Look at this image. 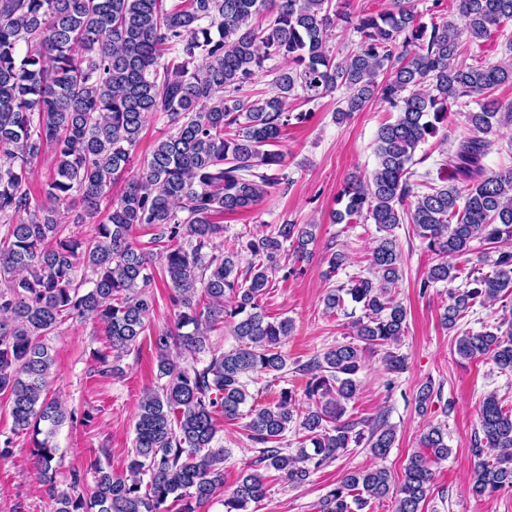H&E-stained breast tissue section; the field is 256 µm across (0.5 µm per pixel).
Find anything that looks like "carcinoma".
I'll return each instance as SVG.
<instances>
[{"mask_svg": "<svg viewBox=\"0 0 512 512\" xmlns=\"http://www.w3.org/2000/svg\"><path fill=\"white\" fill-rule=\"evenodd\" d=\"M458 12L461 29L424 24L413 0L358 17L344 0H173L169 8L164 0H0V395L13 434L30 437L42 475L54 469L57 431L75 418L49 396L55 358L45 338L69 320L103 325L108 351L96 361L105 375L114 372L112 353L135 349L155 303L154 253L135 243L140 227L153 230L178 311L175 330L154 338L160 383L139 401L126 473L96 464L91 493L77 481L70 493L50 491L55 512H200L224 488L228 449L213 446L220 416L244 415L260 445L224 498V512H252L265 495L261 467L300 485L349 448L363 446L378 459L389 454L393 427L382 422L366 431L346 413L366 352L384 347L389 370L406 366L391 350L407 329V310L390 295L401 263L394 230L413 225L437 258L423 289L458 279L453 259L470 253L473 241L494 246L491 272L448 289L445 328L478 302L512 295V170L484 164L486 135L512 126V102L494 96L512 84V64L456 63L462 34L480 45L512 22V0H458ZM334 27L358 37L340 58L327 50ZM273 58L286 66L274 72L269 93L255 87V76ZM338 88L345 89L338 120L375 100L397 110L376 132V168L345 181L333 212L337 224L371 220L380 232L368 275L324 298L329 313L349 300L363 315L352 323L356 339L302 366L309 375L302 415L295 416L288 388L244 412L246 379L285 368L280 347L293 329L288 318L270 319L259 297L276 273L294 275L295 264L309 258L314 225L278 224L252 237L243 270L239 252L218 248L224 225L215 218L248 210L288 184L279 146L285 128L308 116L290 109L291 101L299 90L309 102ZM474 96L478 110L465 113L469 134L442 163V184L428 172L415 179L409 165L418 146ZM154 112L168 117L172 132L122 193L108 198ZM45 155L51 163L38 197L32 175ZM72 224H89L90 233L77 235ZM183 237L194 241L191 250L177 244ZM227 321L238 346L220 352L210 334ZM183 352L210 359L182 367L174 354ZM457 353L512 372V317L463 334ZM479 423L471 490L483 497L512 487V407L490 393ZM293 424L300 438L290 454L283 440ZM450 453L447 425L423 428L395 512H421L431 465ZM390 492L386 469L354 470L326 492L319 512H363Z\"/></svg>", "mask_w": 512, "mask_h": 512, "instance_id": "obj_1", "label": "carcinoma"}]
</instances>
